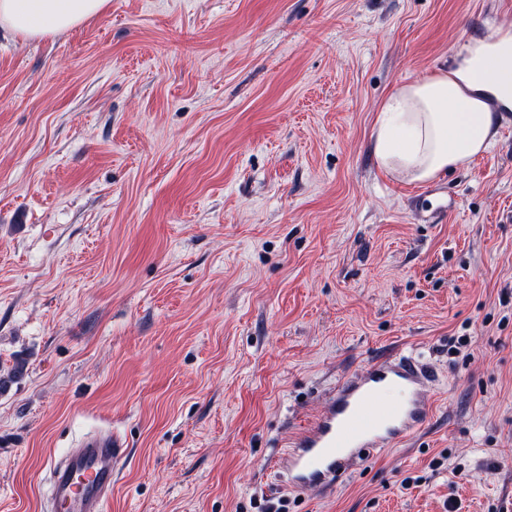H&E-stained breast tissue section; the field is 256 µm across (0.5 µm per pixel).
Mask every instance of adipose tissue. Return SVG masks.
Segmentation results:
<instances>
[{
  "instance_id": "obj_1",
  "label": "adipose tissue",
  "mask_w": 512,
  "mask_h": 512,
  "mask_svg": "<svg viewBox=\"0 0 512 512\" xmlns=\"http://www.w3.org/2000/svg\"><path fill=\"white\" fill-rule=\"evenodd\" d=\"M108 0H0V28L41 39L82 25ZM512 109V28L472 40L447 69L408 81L381 104L370 150L384 170L428 183L491 147L499 109Z\"/></svg>"
}]
</instances>
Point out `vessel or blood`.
Returning a JSON list of instances; mask_svg holds the SVG:
<instances>
[{
	"instance_id": "obj_1",
	"label": "vessel or blood",
	"mask_w": 512,
	"mask_h": 512,
	"mask_svg": "<svg viewBox=\"0 0 512 512\" xmlns=\"http://www.w3.org/2000/svg\"><path fill=\"white\" fill-rule=\"evenodd\" d=\"M426 371L407 358L384 357L344 378L310 423L275 458L289 489H328L373 453L418 432L431 408ZM127 451L115 434L82 440L52 462L51 512H104Z\"/></svg>"
}]
</instances>
